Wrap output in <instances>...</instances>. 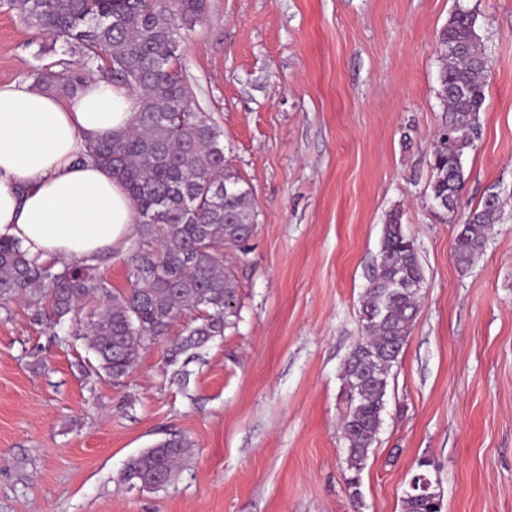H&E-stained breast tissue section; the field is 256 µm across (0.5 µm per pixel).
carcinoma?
<instances>
[{
  "instance_id": "1",
  "label": "carcinoma",
  "mask_w": 512,
  "mask_h": 512,
  "mask_svg": "<svg viewBox=\"0 0 512 512\" xmlns=\"http://www.w3.org/2000/svg\"><path fill=\"white\" fill-rule=\"evenodd\" d=\"M11 9L40 36L38 60L61 46L74 60L59 70H34V86L74 94L92 71L138 92L129 129L88 141L78 162L93 161L121 182L137 214L125 263L129 288L112 290L101 264L75 258L37 263L21 245L0 238V299L24 298L33 321L53 329L80 320L81 305L99 301L85 315L87 373L119 385L146 344L169 335L174 321L194 315L175 338L169 362L203 348L238 317V280L224 248L244 251L254 229L247 180L226 163L223 132L198 109L180 64L184 32L204 15L207 0H9ZM476 10L456 0L438 32L442 66L439 94L445 120L431 149L430 198L438 206L454 196L455 215L465 185L463 156L481 135L490 59L480 48ZM496 195L485 196L459 222L455 257L467 264L484 247L499 216ZM424 282L414 238L394 211L383 236L372 283L360 300L364 336L346 359L342 379L353 404L342 425L351 496L360 497V474L372 451L386 406L392 368L417 313ZM190 444L172 436L131 457L124 483L154 489L171 483ZM402 512H434L415 489Z\"/></svg>"
}]
</instances>
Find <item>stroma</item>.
<instances>
[{"label":"stroma","mask_w":512,"mask_h":512,"mask_svg":"<svg viewBox=\"0 0 512 512\" xmlns=\"http://www.w3.org/2000/svg\"><path fill=\"white\" fill-rule=\"evenodd\" d=\"M465 2L492 72L459 209L501 204L468 265L428 199L454 0H207L181 66L253 192L248 250L227 254L238 317L174 364L147 344L116 386L85 374L82 337L0 311V512H401L422 459L442 512H512V0ZM36 41L0 0V85L32 82ZM396 210L425 281L355 499L341 374ZM173 435L191 446L174 481L121 483Z\"/></svg>","instance_id":"obj_1"}]
</instances>
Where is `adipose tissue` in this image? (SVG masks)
<instances>
[{
	"instance_id": "obj_1",
	"label": "adipose tissue",
	"mask_w": 512,
	"mask_h": 512,
	"mask_svg": "<svg viewBox=\"0 0 512 512\" xmlns=\"http://www.w3.org/2000/svg\"><path fill=\"white\" fill-rule=\"evenodd\" d=\"M137 106L135 94L95 78L67 97L0 87V238L60 262L119 249L136 222L132 202L111 172L77 157L89 138L126 130Z\"/></svg>"
}]
</instances>
